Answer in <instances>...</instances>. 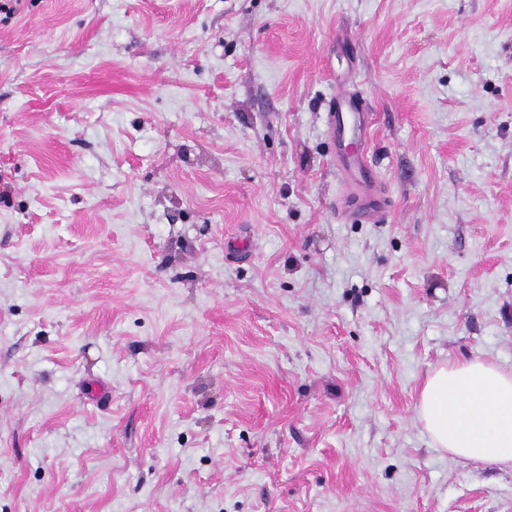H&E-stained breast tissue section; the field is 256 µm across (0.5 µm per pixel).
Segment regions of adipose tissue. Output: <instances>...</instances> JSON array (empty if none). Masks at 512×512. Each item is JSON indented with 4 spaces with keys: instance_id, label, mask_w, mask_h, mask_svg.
I'll list each match as a JSON object with an SVG mask.
<instances>
[{
    "instance_id": "obj_1",
    "label": "adipose tissue",
    "mask_w": 512,
    "mask_h": 512,
    "mask_svg": "<svg viewBox=\"0 0 512 512\" xmlns=\"http://www.w3.org/2000/svg\"><path fill=\"white\" fill-rule=\"evenodd\" d=\"M417 412L433 447L512 467V373L479 358L440 366L425 381Z\"/></svg>"
}]
</instances>
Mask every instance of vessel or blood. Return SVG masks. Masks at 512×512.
Masks as SVG:
<instances>
[{
  "label": "vessel or blood",
  "mask_w": 512,
  "mask_h": 512,
  "mask_svg": "<svg viewBox=\"0 0 512 512\" xmlns=\"http://www.w3.org/2000/svg\"><path fill=\"white\" fill-rule=\"evenodd\" d=\"M373 120L374 115L369 112L365 101L348 93L337 97L336 110L329 115L330 133L336 140V170L351 187L350 193L337 200V212L363 208V200L379 194L366 153ZM363 210L367 221L375 224L383 222L381 206Z\"/></svg>",
  "instance_id": "vessel-or-blood-1"
}]
</instances>
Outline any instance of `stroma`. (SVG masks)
Returning a JSON list of instances; mask_svg holds the SVG:
<instances>
[{
    "label": "stroma",
    "mask_w": 512,
    "mask_h": 512,
    "mask_svg": "<svg viewBox=\"0 0 512 512\" xmlns=\"http://www.w3.org/2000/svg\"><path fill=\"white\" fill-rule=\"evenodd\" d=\"M341 85L382 224L336 212ZM475 357L512 0H0V512H512L417 419Z\"/></svg>",
    "instance_id": "stroma-1"
}]
</instances>
